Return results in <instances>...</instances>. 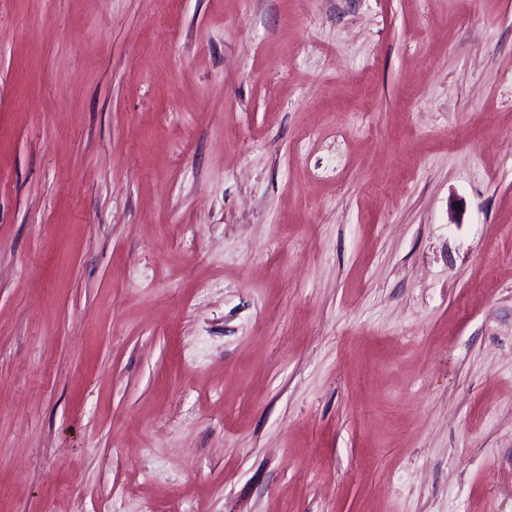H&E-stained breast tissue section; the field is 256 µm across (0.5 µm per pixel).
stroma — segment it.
I'll list each match as a JSON object with an SVG mask.
<instances>
[{
  "mask_svg": "<svg viewBox=\"0 0 512 512\" xmlns=\"http://www.w3.org/2000/svg\"><path fill=\"white\" fill-rule=\"evenodd\" d=\"M512 512V0H0V512Z\"/></svg>",
  "mask_w": 512,
  "mask_h": 512,
  "instance_id": "35a3bbf8",
  "label": "stroma"
}]
</instances>
